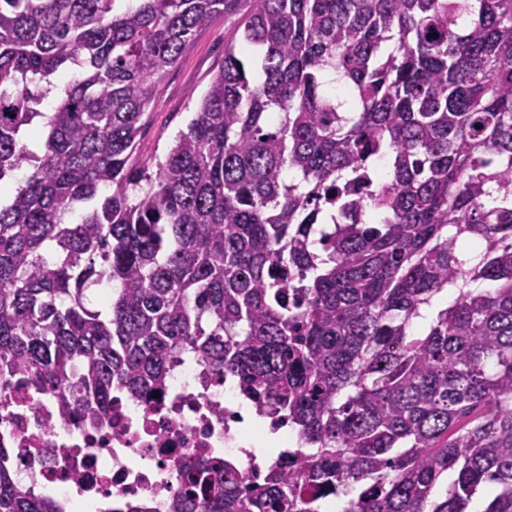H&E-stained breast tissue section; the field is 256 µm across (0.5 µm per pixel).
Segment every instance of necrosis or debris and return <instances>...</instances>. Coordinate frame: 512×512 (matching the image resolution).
Returning <instances> with one entry per match:
<instances>
[{
  "mask_svg": "<svg viewBox=\"0 0 512 512\" xmlns=\"http://www.w3.org/2000/svg\"><path fill=\"white\" fill-rule=\"evenodd\" d=\"M0 395L9 401L0 407V447L16 480L68 512H122L128 503L171 512L184 473L199 462L261 477L271 451L301 450L293 432L245 425L236 382L181 355L157 397L113 391L112 418L95 430L63 418L53 395H31L18 378L0 383Z\"/></svg>",
  "mask_w": 512,
  "mask_h": 512,
  "instance_id": "obj_1",
  "label": "necrosis or debris"
}]
</instances>
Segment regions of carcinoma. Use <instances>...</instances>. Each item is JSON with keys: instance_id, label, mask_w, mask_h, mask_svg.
Returning a JSON list of instances; mask_svg holds the SVG:
<instances>
[{"instance_id": "cac0c4a2", "label": "carcinoma", "mask_w": 512, "mask_h": 512, "mask_svg": "<svg viewBox=\"0 0 512 512\" xmlns=\"http://www.w3.org/2000/svg\"><path fill=\"white\" fill-rule=\"evenodd\" d=\"M114 2L0 0V182L30 170L0 202V376L98 428L189 351L313 448L259 484L200 464L173 512L355 485L347 512H512V0ZM223 17L220 71L143 157L158 82ZM0 512H63L1 448Z\"/></svg>"}]
</instances>
